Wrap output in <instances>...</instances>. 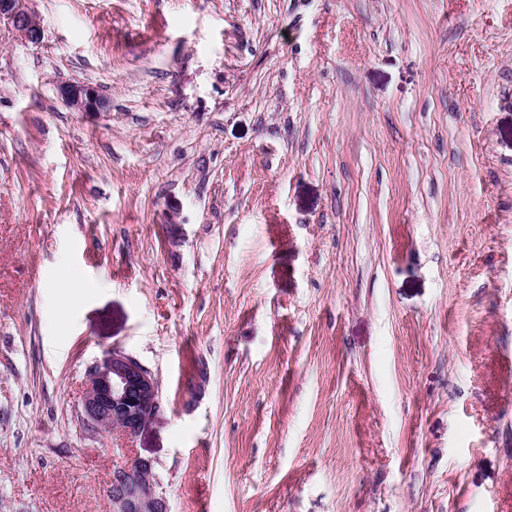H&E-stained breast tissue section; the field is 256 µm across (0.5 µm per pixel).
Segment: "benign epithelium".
I'll list each match as a JSON object with an SVG mask.
<instances>
[{"label": "benign epithelium", "instance_id": "1", "mask_svg": "<svg viewBox=\"0 0 512 512\" xmlns=\"http://www.w3.org/2000/svg\"><path fill=\"white\" fill-rule=\"evenodd\" d=\"M2 19L28 41H40L41 29L27 0H0ZM58 94L78 112L101 113L110 108V100L89 83L63 84ZM159 411L158 380L132 354L115 347L89 367L80 416L92 431H116L134 438ZM157 485L152 462L134 456L113 469L105 497L112 512H170Z\"/></svg>", "mask_w": 512, "mask_h": 512}]
</instances>
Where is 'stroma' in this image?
<instances>
[{"label":"stroma","mask_w":512,"mask_h":512,"mask_svg":"<svg viewBox=\"0 0 512 512\" xmlns=\"http://www.w3.org/2000/svg\"><path fill=\"white\" fill-rule=\"evenodd\" d=\"M28 6L0 512H108L129 456L171 512H512V0ZM113 347L160 383L133 439L79 416ZM60 97L74 110L101 113L110 108V100L89 83L72 82L58 87Z\"/></svg>","instance_id":"obj_1"}]
</instances>
